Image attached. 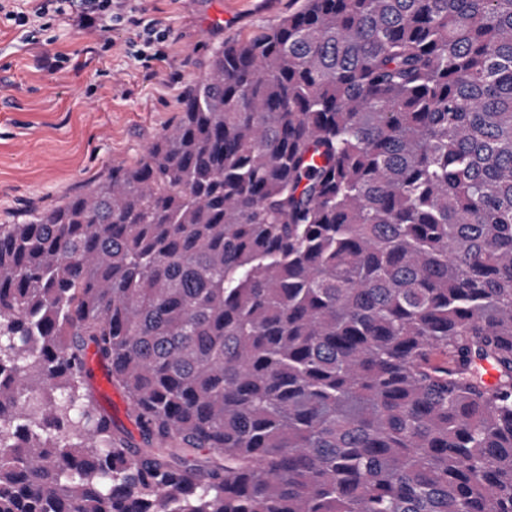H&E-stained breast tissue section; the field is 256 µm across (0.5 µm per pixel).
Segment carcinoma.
Returning a JSON list of instances; mask_svg holds the SVG:
<instances>
[{
    "instance_id": "1",
    "label": "carcinoma",
    "mask_w": 512,
    "mask_h": 512,
    "mask_svg": "<svg viewBox=\"0 0 512 512\" xmlns=\"http://www.w3.org/2000/svg\"><path fill=\"white\" fill-rule=\"evenodd\" d=\"M0 512H512V0H304L0 224ZM105 395L104 406L112 413V418L122 423L128 430H134L135 420L128 400L113 386L108 385L107 392L100 389ZM133 432V431H132Z\"/></svg>"
}]
</instances>
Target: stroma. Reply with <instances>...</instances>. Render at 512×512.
I'll return each mask as SVG.
<instances>
[{
	"label": "stroma",
	"mask_w": 512,
	"mask_h": 512,
	"mask_svg": "<svg viewBox=\"0 0 512 512\" xmlns=\"http://www.w3.org/2000/svg\"><path fill=\"white\" fill-rule=\"evenodd\" d=\"M299 0H139L163 21L162 58L140 60L126 28L37 33L0 24V224L46 213L112 165L134 163L180 116L179 100L205 70L211 48L274 26ZM232 13L228 29L217 16ZM111 50H104V43ZM68 56L57 71L46 56Z\"/></svg>",
	"instance_id": "35a3bbf8"
}]
</instances>
